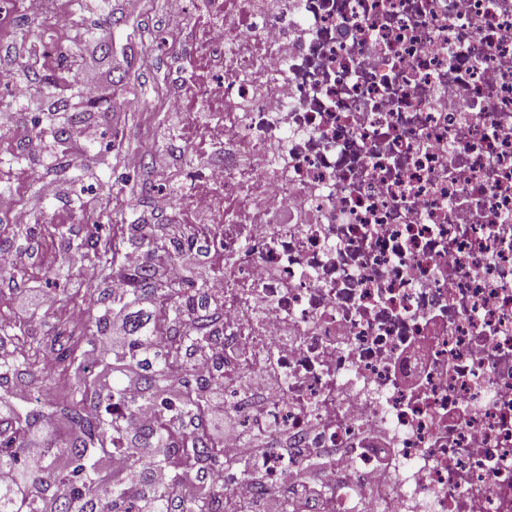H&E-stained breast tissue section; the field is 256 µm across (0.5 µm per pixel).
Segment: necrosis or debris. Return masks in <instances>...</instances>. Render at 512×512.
<instances>
[{"label":"necrosis or debris","mask_w":512,"mask_h":512,"mask_svg":"<svg viewBox=\"0 0 512 512\" xmlns=\"http://www.w3.org/2000/svg\"><path fill=\"white\" fill-rule=\"evenodd\" d=\"M173 2L229 512H512V0Z\"/></svg>","instance_id":"obj_1"}]
</instances>
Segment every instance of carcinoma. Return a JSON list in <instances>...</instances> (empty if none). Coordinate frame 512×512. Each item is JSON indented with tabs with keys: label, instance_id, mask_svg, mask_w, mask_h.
Returning a JSON list of instances; mask_svg holds the SVG:
<instances>
[{
	"label": "carcinoma",
	"instance_id": "1",
	"mask_svg": "<svg viewBox=\"0 0 512 512\" xmlns=\"http://www.w3.org/2000/svg\"><path fill=\"white\" fill-rule=\"evenodd\" d=\"M155 238L152 224H136L130 235L132 243L142 246ZM121 278L126 285L122 294L159 301L162 315L170 322L185 317L194 306L191 295L159 283L148 267L124 272ZM129 326L135 337L157 333L156 321L149 315L130 317ZM95 327L80 356L68 349L57 356L75 378L58 427L46 428L45 404L38 396L0 420V469L13 473L12 484L0 486V512H141L145 495L153 498L156 512H224V484L208 477L211 471L224 470V454L192 425L200 410L199 387L191 386L186 374L188 357L205 352L207 338L184 328L170 336L163 350L143 349L135 340L123 354L138 370L140 399L132 407L149 405L164 421V427L145 430L141 438L142 447L164 452L131 456L129 461L145 472L164 467L171 477L167 487L153 486L146 479L132 488L112 479L110 467L103 465L120 452L114 438L124 419L112 413V399L124 397L126 381L112 375V360L94 358L96 342L108 334L106 314L95 319ZM35 377L25 350L14 362L0 365V389L6 393L29 385ZM193 471L199 475L194 498L175 501L171 487Z\"/></svg>",
	"mask_w": 512,
	"mask_h": 512
}]
</instances>
